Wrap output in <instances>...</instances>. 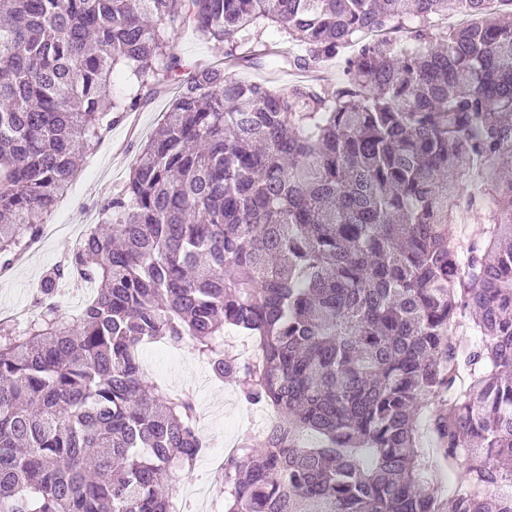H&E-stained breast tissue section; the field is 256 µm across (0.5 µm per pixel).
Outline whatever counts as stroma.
I'll list each match as a JSON object with an SVG mask.
<instances>
[{
	"label": "stroma",
	"mask_w": 512,
	"mask_h": 512,
	"mask_svg": "<svg viewBox=\"0 0 512 512\" xmlns=\"http://www.w3.org/2000/svg\"><path fill=\"white\" fill-rule=\"evenodd\" d=\"M169 51L185 61H204L215 65L224 60L223 45L206 40L189 29L171 37ZM176 92L177 87L173 84L142 90V99L136 111L139 122L137 132H130L125 122L113 126L94 151L82 160L80 174L58 201L51 216L52 223H78L83 213L95 210L98 201L122 186L140 146L162 122ZM69 250L67 238L59 235L48 241L26 263L16 265L8 282L0 285V312L33 307V296L39 281L63 260ZM140 355L143 365L149 368L148 381L162 387L196 382L205 369L189 348L173 360L167 351L147 344L142 346ZM196 397L198 404L210 409L211 425L206 428L205 434L214 440L213 452H220V438L242 437L256 431L267 421L260 408L249 407L239 401L230 383L213 381L207 391L197 392Z\"/></svg>",
	"instance_id": "35a3bbf8"
}]
</instances>
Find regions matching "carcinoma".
Here are the masks:
<instances>
[{"label": "carcinoma", "mask_w": 512, "mask_h": 512, "mask_svg": "<svg viewBox=\"0 0 512 512\" xmlns=\"http://www.w3.org/2000/svg\"><path fill=\"white\" fill-rule=\"evenodd\" d=\"M453 12L468 17L433 40ZM512 0H0V269L142 86L189 73L83 246L0 320V512H175L207 451L141 347L191 342L275 416L224 457V512H512ZM280 42L261 38L269 26ZM191 26L229 69L167 53ZM483 233L454 234L456 211ZM92 288L70 314L53 298ZM254 339L245 361L224 332ZM465 465L451 498L427 474ZM232 73L242 79H269L271 85L278 90L288 92L295 84L306 83L316 77H310V74H295L288 71H280L276 63L264 61L259 66L248 68H236Z\"/></svg>", "instance_id": "1"}]
</instances>
